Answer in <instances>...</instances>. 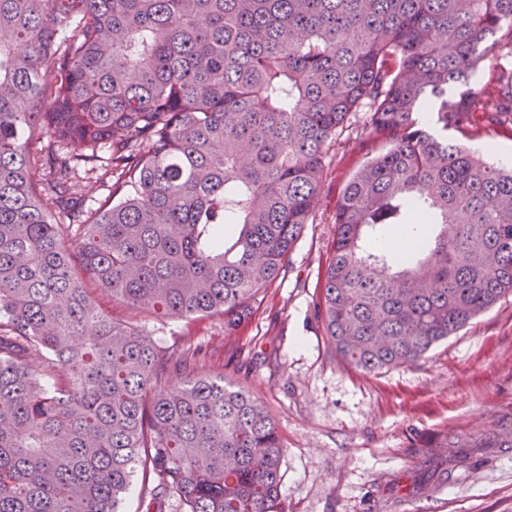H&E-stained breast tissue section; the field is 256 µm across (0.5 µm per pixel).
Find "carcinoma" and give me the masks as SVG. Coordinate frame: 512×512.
<instances>
[{
    "instance_id": "obj_1",
    "label": "carcinoma",
    "mask_w": 512,
    "mask_h": 512,
    "mask_svg": "<svg viewBox=\"0 0 512 512\" xmlns=\"http://www.w3.org/2000/svg\"><path fill=\"white\" fill-rule=\"evenodd\" d=\"M491 53L512 56V0H0V512H120L138 472L147 512H284L260 400L91 288L233 335L358 121L387 148L336 202L317 307L350 366L416 363L512 294V166L445 136L512 113V75L472 98ZM412 210L408 246L377 244ZM101 172L97 171L93 174H85L83 170H79L77 174V179L82 188L83 194L85 195V199L87 205L92 206L98 199L105 197L108 194L109 186L111 185L110 181L104 179L102 183L101 179H97Z\"/></svg>"
}]
</instances>
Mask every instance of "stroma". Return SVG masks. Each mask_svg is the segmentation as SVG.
Listing matches in <instances>:
<instances>
[{
    "label": "stroma",
    "mask_w": 512,
    "mask_h": 512,
    "mask_svg": "<svg viewBox=\"0 0 512 512\" xmlns=\"http://www.w3.org/2000/svg\"><path fill=\"white\" fill-rule=\"evenodd\" d=\"M347 132L332 143L318 204L284 274L258 296L236 335L223 318L157 323L94 292L119 322L161 344L200 347V373L259 397L284 448L285 512H512V448L444 451L446 436L512 438V295L419 362L365 374L341 361L315 307L336 202L384 150Z\"/></svg>",
    "instance_id": "obj_1"
}]
</instances>
